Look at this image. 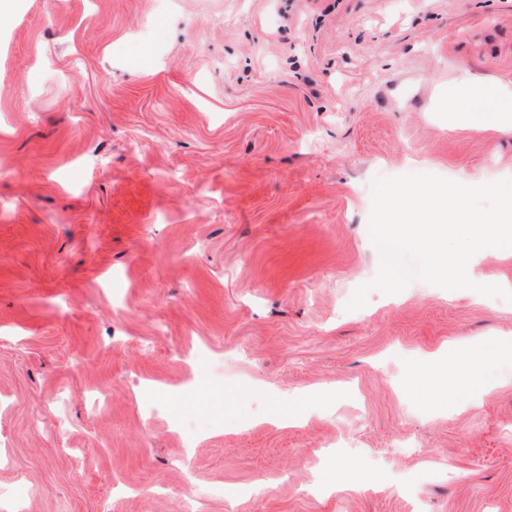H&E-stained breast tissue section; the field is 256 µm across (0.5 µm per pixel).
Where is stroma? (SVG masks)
I'll use <instances>...</instances> for the list:
<instances>
[{"label": "stroma", "mask_w": 512, "mask_h": 512, "mask_svg": "<svg viewBox=\"0 0 512 512\" xmlns=\"http://www.w3.org/2000/svg\"><path fill=\"white\" fill-rule=\"evenodd\" d=\"M465 73L512 83V0H20L0 512H512V302L415 278L346 308L376 179L512 178V133L431 109ZM491 339L481 387L415 394ZM368 454L379 485L318 491ZM476 355L466 343H457L448 347V363L453 376L448 378V366L433 365L426 367V374L419 369L414 371V388L435 407L448 408V391L460 386H471L474 382L473 367Z\"/></svg>", "instance_id": "1"}]
</instances>
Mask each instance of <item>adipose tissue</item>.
<instances>
[{
  "label": "adipose tissue",
  "instance_id": "adipose-tissue-1",
  "mask_svg": "<svg viewBox=\"0 0 512 512\" xmlns=\"http://www.w3.org/2000/svg\"><path fill=\"white\" fill-rule=\"evenodd\" d=\"M440 101L442 110L451 114L458 126L512 132V84L466 77L450 85ZM475 359L468 344L450 345L447 366L415 372L414 388L435 407L447 408L449 391L473 384Z\"/></svg>",
  "mask_w": 512,
  "mask_h": 512
}]
</instances>
